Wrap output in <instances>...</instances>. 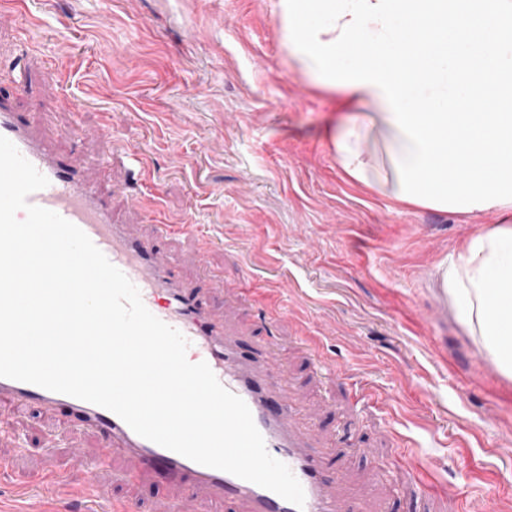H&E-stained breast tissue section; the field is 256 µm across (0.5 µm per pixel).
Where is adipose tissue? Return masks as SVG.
<instances>
[{
    "mask_svg": "<svg viewBox=\"0 0 512 512\" xmlns=\"http://www.w3.org/2000/svg\"><path fill=\"white\" fill-rule=\"evenodd\" d=\"M339 92L354 110L331 136L338 165L351 180L396 199L401 182L394 161L407 151L405 134L378 86H343ZM443 278L462 322L482 336L489 355L511 377L512 223L492 225L466 240L450 256Z\"/></svg>",
    "mask_w": 512,
    "mask_h": 512,
    "instance_id": "ef3b65f1",
    "label": "adipose tissue"
}]
</instances>
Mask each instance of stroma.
Returning <instances> with one entry per match:
<instances>
[{
    "instance_id": "stroma-1",
    "label": "stroma",
    "mask_w": 512,
    "mask_h": 512,
    "mask_svg": "<svg viewBox=\"0 0 512 512\" xmlns=\"http://www.w3.org/2000/svg\"><path fill=\"white\" fill-rule=\"evenodd\" d=\"M20 40L27 85L0 73V94L48 108L60 151L125 146L160 221L218 238L209 266L238 292L213 300L228 324L251 322L244 352L278 336L330 474L382 512H465L489 483L512 512V378L441 285L448 257L504 215L403 209L346 177L340 97L290 64L278 0H23L0 61ZM11 426L0 512H71L30 480L54 470L77 489L98 438L49 412Z\"/></svg>"
}]
</instances>
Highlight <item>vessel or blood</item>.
Segmentation results:
<instances>
[{"label": "vessel or blood", "instance_id": "1", "mask_svg": "<svg viewBox=\"0 0 512 512\" xmlns=\"http://www.w3.org/2000/svg\"><path fill=\"white\" fill-rule=\"evenodd\" d=\"M0 136L10 140L49 181L47 187L29 196V203L56 212L83 230L138 288L146 308L184 335L189 342L188 360L206 362L219 382L245 401L268 452L290 468L305 493L303 507H296L268 489L196 463L137 435L106 408L0 377L1 419L29 410L49 411L57 414L63 425L99 437L102 448L96 466H103L116 451L134 460L135 469L116 475L112 486L88 477L72 496L82 512L96 503L101 512H138L137 503L115 496L112 487L144 474L169 486L193 489V496L170 497L166 512H204L213 501L233 504L238 512H372V503L365 497L347 506L324 477V453L312 430L313 416L299 408L289 394L288 379L276 367L275 342L264 341V361L255 364L227 333L223 319L213 313L206 296L174 279L172 271L178 260L162 254L160 247L177 234H192L199 241L194 261L204 281L222 287L221 277L208 268L206 256L212 240L203 226L155 224L150 234L141 235L128 225L115 223L109 161L101 160L99 176L90 177L82 156L60 154L48 147L36 113L19 110L13 98L1 95Z\"/></svg>", "mask_w": 512, "mask_h": 512}]
</instances>
